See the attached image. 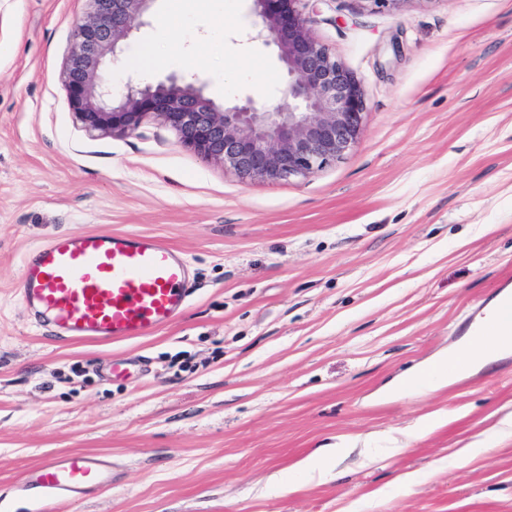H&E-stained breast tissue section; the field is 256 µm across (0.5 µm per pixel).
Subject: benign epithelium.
Returning a JSON list of instances; mask_svg holds the SVG:
<instances>
[{
    "label": "benign epithelium",
    "instance_id": "1",
    "mask_svg": "<svg viewBox=\"0 0 512 512\" xmlns=\"http://www.w3.org/2000/svg\"><path fill=\"white\" fill-rule=\"evenodd\" d=\"M64 72L72 110L90 131L131 134L153 113L183 146L239 177L278 181L308 176L341 159L363 125L361 88L311 33L300 0H251L258 17L248 40L273 46L285 72L278 100L247 96L217 105L201 85L176 75L127 81L119 95L101 73L118 45L142 24L155 0H86Z\"/></svg>",
    "mask_w": 512,
    "mask_h": 512
}]
</instances>
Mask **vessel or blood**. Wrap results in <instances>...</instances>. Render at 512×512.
<instances>
[{
	"mask_svg": "<svg viewBox=\"0 0 512 512\" xmlns=\"http://www.w3.org/2000/svg\"><path fill=\"white\" fill-rule=\"evenodd\" d=\"M186 261L162 239L122 232L58 235L23 264V297L64 338L117 341L153 335L185 309ZM488 333L512 332V292L502 293ZM112 470L89 453L44 460L26 472L21 491L67 501L111 484Z\"/></svg>",
	"mask_w": 512,
	"mask_h": 512,
	"instance_id": "1",
	"label": "vessel or blood"
}]
</instances>
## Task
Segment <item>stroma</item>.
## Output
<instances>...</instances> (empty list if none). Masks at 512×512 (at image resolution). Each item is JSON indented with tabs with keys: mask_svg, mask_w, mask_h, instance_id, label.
Listing matches in <instances>:
<instances>
[{
	"mask_svg": "<svg viewBox=\"0 0 512 512\" xmlns=\"http://www.w3.org/2000/svg\"><path fill=\"white\" fill-rule=\"evenodd\" d=\"M299 8L359 82L363 126L314 174L250 182L151 113L88 133L61 77L85 0H0V512H512V434L494 430L512 354L403 388L512 290V0ZM255 22L249 0H155L113 86L174 74L219 105L273 101L284 75ZM94 230L180 252L192 294L173 324L61 341L25 305L28 253ZM114 358L134 359L126 379L105 376ZM341 438L366 455L276 489ZM73 452L111 462L112 485L59 505L20 491Z\"/></svg>",
	"mask_w": 512,
	"mask_h": 512,
	"instance_id": "35a3bbf8",
	"label": "stroma"
}]
</instances>
